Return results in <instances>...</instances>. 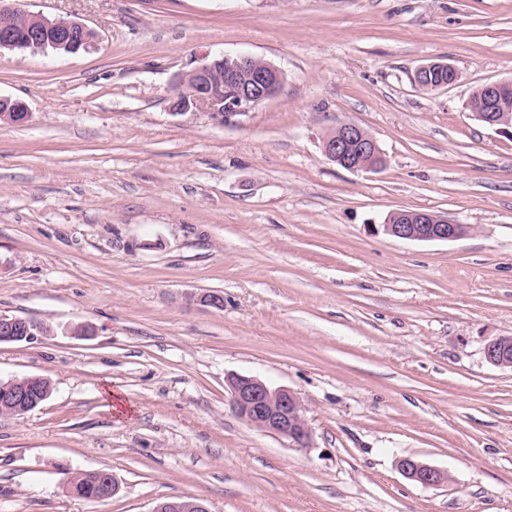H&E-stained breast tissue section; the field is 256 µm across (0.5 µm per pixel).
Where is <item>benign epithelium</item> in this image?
Segmentation results:
<instances>
[{
	"label": "benign epithelium",
	"instance_id": "7a95c632",
	"mask_svg": "<svg viewBox=\"0 0 512 512\" xmlns=\"http://www.w3.org/2000/svg\"><path fill=\"white\" fill-rule=\"evenodd\" d=\"M23 8L20 0L0 4V49L22 48L12 29V17ZM36 26L30 31L27 45L39 44L44 36L62 44L74 43L79 33L89 29L76 21H51L41 15H32ZM448 70V83L438 86L443 90L455 84L457 70L447 63H430L417 72L431 73ZM284 85L279 69L267 61L257 62L252 55H219L202 63L182 78L172 90V108L178 112L204 109L219 123H227L244 115L258 104L278 95ZM487 94L486 109L473 116L491 128H512V114L497 108L498 99L512 89V78L484 85ZM325 157L350 171L377 172L386 166L374 137L355 123H343L322 142ZM391 236L421 242L451 241L465 234L467 227L431 211L401 210L391 213L382 224ZM27 320L0 314V343L32 342L37 333L22 330ZM486 360L497 367L512 369V336H503L489 342L484 348ZM48 380L29 376L0 381V405L10 408L11 414L23 415L42 401V390ZM231 406L240 419L261 432L287 439L299 448L309 447L310 429L305 408L296 393L288 388H272L248 376L232 375L227 379ZM397 468L408 480L425 487H434L450 481L448 472L414 457H403ZM151 512H209L199 498L185 500L169 498L158 503Z\"/></svg>",
	"mask_w": 512,
	"mask_h": 512
}]
</instances>
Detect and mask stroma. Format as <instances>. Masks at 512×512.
Masks as SVG:
<instances>
[{
    "label": "stroma",
    "mask_w": 512,
    "mask_h": 512,
    "mask_svg": "<svg viewBox=\"0 0 512 512\" xmlns=\"http://www.w3.org/2000/svg\"><path fill=\"white\" fill-rule=\"evenodd\" d=\"M95 33L86 51L0 50V381L48 400L0 415V512H512V133L465 107L512 77V0H25ZM261 57L281 93L233 122L170 107L219 54ZM446 62L448 89L414 71ZM353 122L387 164L351 172L323 138ZM397 209L466 226L372 232ZM209 293L223 307L207 305ZM87 326L91 335H76ZM296 392L309 447L257 431L226 379ZM448 471L424 487L396 468ZM119 490L73 497L67 474ZM28 321L23 318L10 317L0 314V343L2 342H32L38 339V334L42 332L37 330L32 332L27 327ZM25 324V332L22 335V327ZM484 355L490 364L512 369V336H503L489 342L484 348ZM45 384L50 386L47 379L37 376L0 381V405L9 407L12 415H23L50 397L51 390L46 386L44 393L48 391V395L42 400ZM397 468L406 479L425 487L439 486L450 481L447 471L414 457L400 458ZM151 512H210L205 502L199 498L185 500L173 497L159 502Z\"/></svg>",
    "instance_id": "stroma-1"
}]
</instances>
